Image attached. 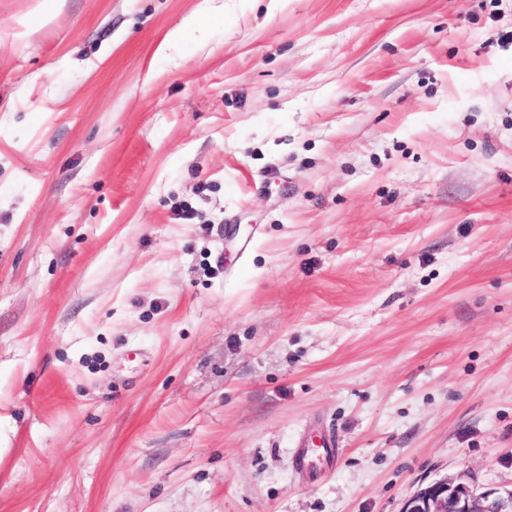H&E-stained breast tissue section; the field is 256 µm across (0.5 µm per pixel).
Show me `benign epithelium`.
<instances>
[{"instance_id":"benign-epithelium-1","label":"benign epithelium","mask_w":512,"mask_h":512,"mask_svg":"<svg viewBox=\"0 0 512 512\" xmlns=\"http://www.w3.org/2000/svg\"><path fill=\"white\" fill-rule=\"evenodd\" d=\"M401 512H512V488L481 490L461 473L420 485Z\"/></svg>"}]
</instances>
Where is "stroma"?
Listing matches in <instances>:
<instances>
[{
	"label": "stroma",
	"mask_w": 512,
	"mask_h": 512,
	"mask_svg": "<svg viewBox=\"0 0 512 512\" xmlns=\"http://www.w3.org/2000/svg\"><path fill=\"white\" fill-rule=\"evenodd\" d=\"M283 2L0 0V512L512 487V0Z\"/></svg>",
	"instance_id": "obj_1"
}]
</instances>
